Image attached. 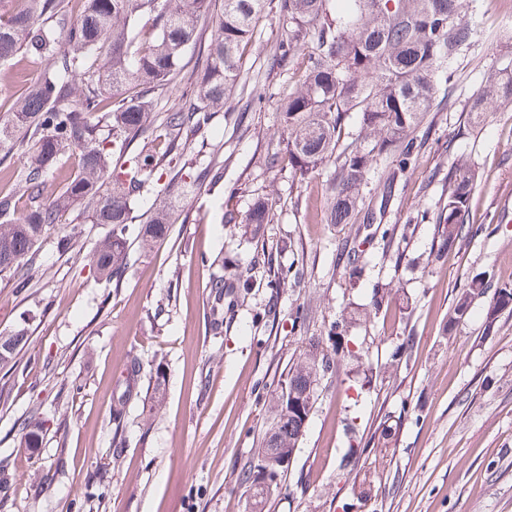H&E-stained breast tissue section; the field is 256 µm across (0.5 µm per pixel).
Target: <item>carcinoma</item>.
<instances>
[{
	"label": "carcinoma",
	"mask_w": 512,
	"mask_h": 512,
	"mask_svg": "<svg viewBox=\"0 0 512 512\" xmlns=\"http://www.w3.org/2000/svg\"><path fill=\"white\" fill-rule=\"evenodd\" d=\"M0 15V65L25 52L47 61L40 77L17 97L11 111L0 113V151L25 146L20 168L0 176L24 189L30 207L15 211L14 197L0 195V273L11 272L24 288L36 265L38 243L75 207L94 224L111 231L90 260L100 278L120 283L129 265L131 204L148 186L159 184L158 168L172 154L191 152V137L224 111L240 79L243 54L259 20L278 13L285 38L276 62L308 45L300 85L280 103L288 131L275 161L306 176L333 162L334 202L330 223L347 224L358 216L361 185L376 157L394 163L381 197L385 207L417 148L416 130L438 93V76L470 47L477 31L462 15L461 0H81L76 16L65 0H13ZM211 20L209 43L201 45L198 28ZM203 46V74L181 93L184 103L161 116L153 113V95L175 86L188 48ZM512 102V71L479 89L469 112L490 102ZM356 113L368 149L340 145L342 126ZM112 127V143L101 139L102 124ZM143 137L140 149L131 148ZM78 157L77 169L59 191L44 193L45 177L60 156ZM475 173L465 166L448 172V197L436 223L443 225L442 245L453 246L471 208ZM167 205L154 210L139 232L150 249L170 231ZM265 199L255 200L243 224H267ZM216 304L213 326L223 316L224 280L212 282ZM491 284L474 279L448 311V325L463 320L472 300ZM489 319L512 305V289L497 288ZM24 341L18 333L0 342V366L11 364ZM305 364L288 374V413L280 414L274 433H264L263 448H295L315 402L320 374L331 356L310 343ZM20 446L42 444V421L31 418L20 428Z\"/></svg>",
	"instance_id": "1"
}]
</instances>
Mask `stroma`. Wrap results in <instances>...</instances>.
Wrapping results in <instances>:
<instances>
[{"instance_id":"1","label":"stroma","mask_w":512,"mask_h":512,"mask_svg":"<svg viewBox=\"0 0 512 512\" xmlns=\"http://www.w3.org/2000/svg\"><path fill=\"white\" fill-rule=\"evenodd\" d=\"M462 13L478 36L448 66L454 93L435 99L389 201V166L372 163L370 226L330 223L331 168L303 178L269 162L287 137L278 105L303 71L299 55L275 65L272 13L245 50L231 113L192 138L193 171L216 159L223 180H189L169 236L147 251L131 242L120 284L87 261L109 225L76 210L59 225L71 249L44 238L27 287L0 274V336L27 335L13 369L0 368V470L14 477L0 512H252L241 473L272 392L302 345L328 352L340 336L350 353L321 376L264 512H512V309L487 324V294L446 326L475 276L512 288V103L488 105L476 127L465 111L512 70V0H462ZM260 86L270 98L257 108ZM461 159L477 182L470 230L446 248L435 218ZM261 194L270 223L228 224ZM233 271L245 284L225 289L216 333L211 282ZM134 363L130 382L122 370ZM32 416L43 443L23 448L19 424ZM352 443L384 453L365 498L360 462H342Z\"/></svg>"}]
</instances>
